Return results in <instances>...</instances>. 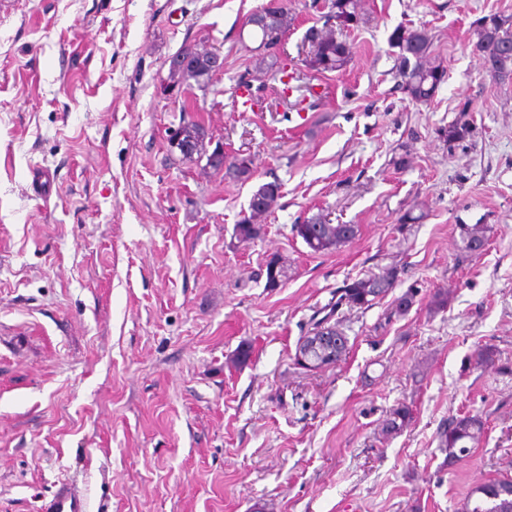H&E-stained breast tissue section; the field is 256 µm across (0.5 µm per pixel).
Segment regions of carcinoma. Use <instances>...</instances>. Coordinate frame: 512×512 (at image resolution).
<instances>
[{
  "mask_svg": "<svg viewBox=\"0 0 512 512\" xmlns=\"http://www.w3.org/2000/svg\"><path fill=\"white\" fill-rule=\"evenodd\" d=\"M329 11L325 16L323 27L307 30L305 39L311 42L310 50L302 59L307 70L316 73L341 72L351 61L349 44L336 36V30H344L357 25L360 21L359 0H328ZM273 21L265 29L255 30L260 37L263 55L255 60L254 68L276 76L279 57L276 54L280 40L293 23V15L288 7V0H282L272 11ZM337 22L330 23L331 19ZM476 48L487 54L486 60L492 62L499 71V81H512V20L501 16H491L480 21L477 29ZM390 43L399 49L396 64L400 89L411 100L429 101L446 77V70L431 57V38L423 28H396ZM180 54L190 58V62L179 68H169V81L175 83L188 77L204 87L212 80L214 72L200 63L208 54L194 46H186ZM180 140L176 149L186 157L207 155V165L218 171L222 162L215 159V154H206L208 133L196 122L185 123L176 131ZM251 156L240 154L227 164V172L234 180L246 181L253 172ZM281 185L277 181L263 183L253 192L248 214L244 215L234 227L235 237L241 242H250L260 235V221L277 203ZM295 235L315 253H325L337 249L352 241L358 228L355 224H333L330 219L318 214L305 219L293 227ZM461 237L464 249L472 252L473 245L488 241L486 228L482 225H463ZM286 277L284 266L276 259L266 266V285L276 288L282 278ZM396 271L387 270L355 279L346 284L340 300L352 307H367L385 296L395 286ZM409 408L402 406L394 409L386 420V430L395 432L410 421ZM484 433V423L477 416L466 415L449 420L448 426L440 436L441 447L452 459L457 453L468 450V444L477 443ZM463 512H512V478L493 479L477 486L468 496Z\"/></svg>",
  "mask_w": 512,
  "mask_h": 512,
  "instance_id": "1",
  "label": "carcinoma"
}]
</instances>
